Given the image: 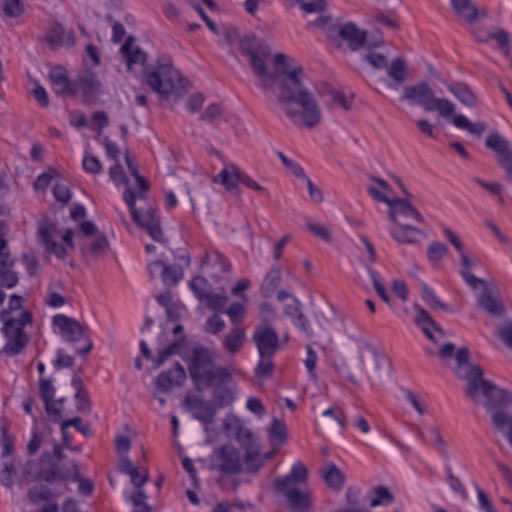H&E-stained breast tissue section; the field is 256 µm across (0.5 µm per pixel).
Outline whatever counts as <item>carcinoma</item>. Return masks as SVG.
I'll use <instances>...</instances> for the list:
<instances>
[{"label": "carcinoma", "instance_id": "obj_1", "mask_svg": "<svg viewBox=\"0 0 512 512\" xmlns=\"http://www.w3.org/2000/svg\"><path fill=\"white\" fill-rule=\"evenodd\" d=\"M294 13L350 60L373 83L383 87L421 124L445 133L458 130L476 143L507 178L512 179V141L477 121L464 98L447 92L419 72L378 27L334 10L331 0H286ZM461 19L479 21L476 0H451ZM29 0H0V19L28 14ZM112 59L131 76L146 99L195 111L198 96L190 92L181 70L150 50L127 25L116 22L109 37ZM83 73L65 68L31 83L30 95L47 107L85 99L94 93V78L104 62L97 46L78 43ZM244 52L263 83L293 112H317L319 102L305 71L288 55L246 41ZM77 129L96 134L98 150L84 157L85 168L106 176L118 191L132 220L139 224L148 267L155 283V328L144 342L151 387L157 401L184 420L197 436L202 454L189 466L224 485L227 496L247 490L258 468L273 462L276 449L288 441L283 417L251 406L246 381L276 382L288 349V330L276 304L236 275L197 265L185 254L171 225L162 222L155 191L142 176L122 133L112 129V113L78 109L70 114ZM33 193L48 202L37 228L43 255L61 257L82 248L100 234L95 207L53 167L33 176ZM14 182L0 172V357L25 358L36 336L32 284L27 255L20 250L13 207ZM478 308L494 323L497 341L512 347V312L498 293L473 289ZM43 318L54 341L50 358L35 365L34 424L22 453L0 445V477L15 480L25 512H91L98 498L87 472L78 437L86 426L78 403V362L91 339L69 302L52 291ZM448 362L466 393L476 402L493 431L512 447V386L500 383L475 362L469 351L448 341ZM125 512H155L157 483L133 449H115ZM333 491L331 512H385L386 498L346 485L332 464L318 473L300 461L276 465L265 482L264 497L276 512H315L314 485Z\"/></svg>", "mask_w": 512, "mask_h": 512}]
</instances>
